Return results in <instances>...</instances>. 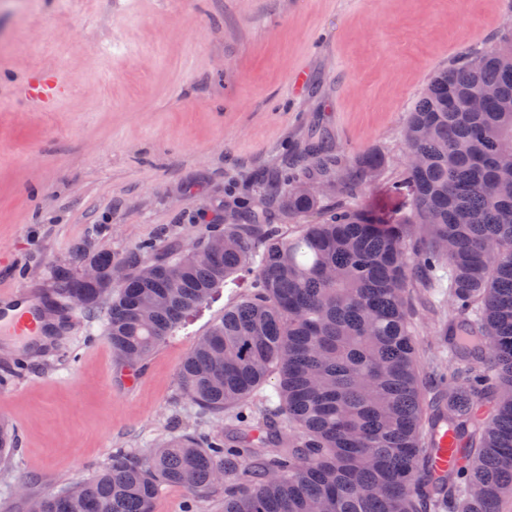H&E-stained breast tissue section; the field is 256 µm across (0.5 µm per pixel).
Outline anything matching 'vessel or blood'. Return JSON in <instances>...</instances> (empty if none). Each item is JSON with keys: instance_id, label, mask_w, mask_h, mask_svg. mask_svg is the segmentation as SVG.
I'll return each instance as SVG.
<instances>
[{"instance_id": "obj_1", "label": "vessel or blood", "mask_w": 512, "mask_h": 512, "mask_svg": "<svg viewBox=\"0 0 512 512\" xmlns=\"http://www.w3.org/2000/svg\"><path fill=\"white\" fill-rule=\"evenodd\" d=\"M40 304L27 293L15 288L0 289V336L20 342L37 344L45 341L50 330L43 321ZM438 453L434 458L436 469L453 465L456 441L451 431L439 432L435 438Z\"/></svg>"}]
</instances>
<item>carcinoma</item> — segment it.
Here are the masks:
<instances>
[{
  "label": "carcinoma",
  "instance_id": "cac0c4a2",
  "mask_svg": "<svg viewBox=\"0 0 512 512\" xmlns=\"http://www.w3.org/2000/svg\"><path fill=\"white\" fill-rule=\"evenodd\" d=\"M403 136L408 218L389 224L359 200L385 159L353 167L313 145L305 180L285 179L271 211L234 210L192 247L153 241L120 256L83 248L52 269L55 292L81 295L106 336L139 364L235 275L251 280L199 338L177 372L181 395L205 413L235 408L231 442L197 428L146 455L112 454L107 467L41 499L33 512H154L164 486L187 491L186 512H508L512 506V34L437 72ZM328 183L316 196L311 186ZM94 262L89 281L81 265ZM122 265L125 278L109 279ZM443 296L437 336L454 367H437L428 396L417 369L408 295ZM262 421L246 405L270 376ZM481 407L488 413L478 414ZM458 443L456 463L433 468L434 433ZM14 434L0 426V466Z\"/></svg>",
  "mask_w": 512,
  "mask_h": 512
}]
</instances>
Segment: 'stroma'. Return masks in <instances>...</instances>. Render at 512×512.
I'll list each match as a JSON object with an SVG mask.
<instances>
[{"mask_svg": "<svg viewBox=\"0 0 512 512\" xmlns=\"http://www.w3.org/2000/svg\"><path fill=\"white\" fill-rule=\"evenodd\" d=\"M511 20L512 0H0V289L52 291L53 267L87 243L188 246L214 215L268 207L278 180L307 176L317 141L350 165L383 153L362 201L399 223L408 113L437 71L492 48ZM47 80L68 89L49 108L26 95ZM234 299L218 289L134 367L100 315H78L47 351L1 342L0 422L16 450L0 512H31L115 449L144 454L200 424L231 431L233 411L202 415L176 374ZM409 303L426 380L437 321L424 296Z\"/></svg>", "mask_w": 512, "mask_h": 512, "instance_id": "1", "label": "stroma"}]
</instances>
